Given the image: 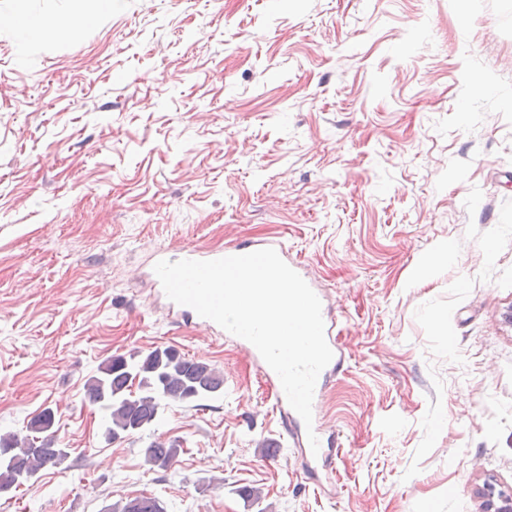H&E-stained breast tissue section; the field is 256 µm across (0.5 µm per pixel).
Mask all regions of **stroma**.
Masks as SVG:
<instances>
[{"mask_svg": "<svg viewBox=\"0 0 512 512\" xmlns=\"http://www.w3.org/2000/svg\"><path fill=\"white\" fill-rule=\"evenodd\" d=\"M257 239L323 289L347 358L319 483L239 346L149 278L156 250ZM511 305L512 0H116L0 31V433L49 407L69 452L0 512H479L512 487ZM167 346L219 395L107 442L85 382ZM58 20L48 16L28 13L20 9L0 7V28H7L13 33L29 40L42 39L57 26ZM181 447L178 440L169 441L167 444L152 442L147 448H144L145 462L151 466L168 467L184 451V448ZM482 499L480 512H512V488L502 489L497 483L487 481L478 489Z\"/></svg>", "mask_w": 512, "mask_h": 512, "instance_id": "obj_1", "label": "stroma"}]
</instances>
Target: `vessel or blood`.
Masks as SVG:
<instances>
[{"label":"vessel or blood","mask_w":512,"mask_h":512,"mask_svg":"<svg viewBox=\"0 0 512 512\" xmlns=\"http://www.w3.org/2000/svg\"><path fill=\"white\" fill-rule=\"evenodd\" d=\"M273 248L283 261L290 267H297L298 262L291 257L287 248L277 240H260L248 244H239L224 248V250L185 249L179 254L180 259L189 260H215L222 256L244 255L265 248ZM242 349L247 353L251 363L264 379L273 398V409L280 417V424L288 438L306 462L307 473H315L318 465L326 464L335 453L338 446V438L335 432L325 431L321 424H314L313 428H306L301 417L289 405L280 379L277 374L264 361L258 350L250 342H242ZM316 435L319 440L318 449H311L308 437Z\"/></svg>","instance_id":"vessel-or-blood-1"}]
</instances>
